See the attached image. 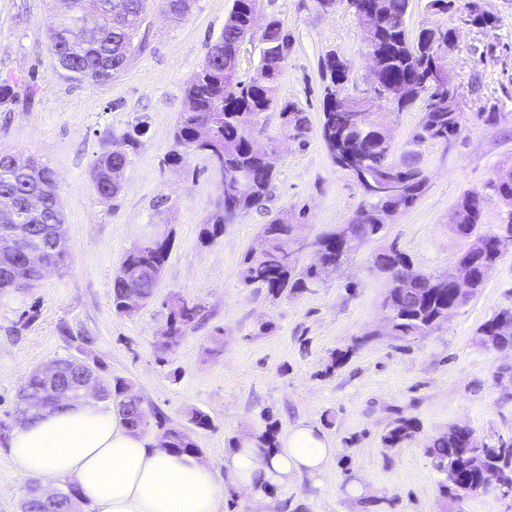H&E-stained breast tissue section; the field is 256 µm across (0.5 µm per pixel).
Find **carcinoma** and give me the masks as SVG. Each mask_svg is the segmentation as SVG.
<instances>
[{"label": "carcinoma", "instance_id": "carcinoma-1", "mask_svg": "<svg viewBox=\"0 0 512 512\" xmlns=\"http://www.w3.org/2000/svg\"><path fill=\"white\" fill-rule=\"evenodd\" d=\"M72 14L53 18L50 30L51 47L63 76L71 81L92 80L105 82L119 73L127 64L133 39L140 25L147 0H70ZM406 0H389L388 10L380 25L379 42L374 52L379 56L381 72L385 79L394 82L415 83L427 93L428 98L445 97L447 91L431 86L433 69L439 60L438 50L448 43V30L433 33L427 29L420 32L414 42L406 38L401 23ZM99 14L105 22L74 31V24L81 16ZM249 19L246 12L238 10L230 14L224 23L223 41L211 45L204 63L191 76L185 89V108L180 113L174 129V149L169 161L178 164L183 154L194 153L208 156L218 153L224 159V208H215L204 229L208 240L216 237L227 223L225 209L230 208L239 216L265 199L274 180L272 170L264 156L254 152L250 145L251 131L259 124L262 113L276 108L286 116L284 131L298 138L306 130L308 118L290 102L278 97V81L285 60L281 47L288 43V35L275 22L261 36L266 50L262 54L261 66L265 80L261 84L243 81L229 67L231 48L247 31ZM321 79L324 82L323 108L320 120V135L331 141L356 144L362 149L361 171L369 180L384 177L390 148L372 130L365 131L349 126L335 112L336 68L329 60L321 63ZM463 113L447 109H433L423 113L415 132L414 142L427 140L446 141L457 136L462 127ZM146 133V124L138 122L127 133L123 141L103 152L95 161L92 180L100 195L116 194L122 171L127 164V149L140 144L139 137ZM21 160L11 154H0V196L12 200V213L4 214L0 223V238L23 233L41 244H47L59 222L56 205L58 195L54 172L37 163L25 165L21 172ZM395 174L404 182L403 193L398 197L379 195L363 200L360 210L366 215L362 224H347L346 237L339 243L332 241L331 233L321 236V266L312 265L301 270L296 268V255L283 248L289 234L302 230L303 225L290 222L288 214H278L261 227L264 246L259 252L246 255L241 271L247 284H257L273 296L287 288L303 290L334 276L348 260L367 242L375 239L392 215L410 208L423 194L426 178L411 157L395 167ZM485 205H474L470 195L460 197L455 206L453 230L461 235L468 231L496 235L502 231L512 235V210L507 211L503 223L486 228L482 224ZM171 239L164 234L156 239L142 240L124 256L120 272L112 282V307L124 315H133L136 310L128 303L130 291L143 295L156 291L152 270L165 265ZM373 267L388 274V291L385 306L388 321L397 338L405 341L428 336L441 326V317L453 304L454 290L446 281L448 272L422 273L403 279L410 258L396 246L391 245L373 254ZM26 274L25 259L20 253H0V288ZM498 317L486 321L479 328L480 343L493 347L497 344L495 332ZM55 385L67 400L86 396L80 387V374L66 369ZM22 389L45 396V407L53 409L57 404L49 391L48 381L39 371H33ZM134 393L132 382L115 378L107 382L103 391L93 399L106 401L119 409L126 425L134 432L145 434L151 426L159 430L158 437L164 440L165 451L174 454L200 455L192 435L182 427L168 426L158 420L151 423L149 415L140 403L125 402L126 395ZM413 426L402 421L392 428L384 441L394 445L410 436ZM276 422L267 424L265 430L248 435L259 448L276 447ZM469 434L451 425L448 432L430 440L425 447L426 455L441 476L442 496L457 495L456 488L448 483L453 473L456 480L467 484L474 491L481 490L483 472L470 468L458 454ZM475 448H484V467L501 469V480L505 490L512 489V471L503 461V453L494 450L496 444L475 438ZM70 493L54 501L41 499L36 488H29L21 502V512H73L81 501L79 488L67 484Z\"/></svg>", "mask_w": 512, "mask_h": 512}]
</instances>
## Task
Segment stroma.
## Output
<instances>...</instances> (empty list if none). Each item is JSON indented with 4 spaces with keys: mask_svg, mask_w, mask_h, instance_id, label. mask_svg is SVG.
Listing matches in <instances>:
<instances>
[{
    "mask_svg": "<svg viewBox=\"0 0 512 512\" xmlns=\"http://www.w3.org/2000/svg\"><path fill=\"white\" fill-rule=\"evenodd\" d=\"M479 3L489 24L466 22L462 9L430 11L427 0L410 4V37L430 26L456 31L448 68L466 119L456 137L421 144L413 141L420 107L389 120V160L397 165L416 154L427 179L423 194L335 277L275 297L240 276L245 256L260 246L262 224L286 212L313 238L347 223L363 200L319 133V64L327 52L346 62L349 95L368 87L363 31L347 0L328 9L317 0H262L264 15L279 19L291 39L278 95L305 112L308 129L292 139L278 111L263 114L256 139L275 149L271 194L209 243L202 233L222 180L202 155L176 165L167 156L185 83L221 35L232 0H192L180 19L164 0H150L127 65L106 83L61 77L49 25L63 0H0V80L13 81L17 95L0 106V153L53 170L67 252L66 267L34 287L0 291V434L15 426L17 395L34 369L78 357L100 363L105 377L131 380L149 416L183 425L188 409L207 415L208 427L193 437L228 488L222 512H512V497L492 489L443 498L424 451L454 424L512 441V349L478 341L484 322L512 309V254L439 331L411 342L392 336L383 308L387 279L372 264L374 252L393 244L414 270L452 268L466 246L450 226L464 193L485 195V224L504 217L490 183L512 162V0ZM480 112L496 113V124L477 120ZM141 120L147 131L128 153L120 192L100 198L95 160ZM156 225L171 237L156 300L117 315L112 282L120 261ZM173 294L200 305L202 320L167 349L161 302ZM338 353L344 359L336 364ZM270 418L280 436L297 423L314 424L336 455L322 481L297 477L261 505L230 488L224 456ZM404 419L414 433L387 446L384 436ZM32 482L0 447V512H20Z\"/></svg>",
    "mask_w": 512,
    "mask_h": 512,
    "instance_id": "stroma-1",
    "label": "stroma"
}]
</instances>
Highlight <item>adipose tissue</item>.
Returning a JSON list of instances; mask_svg holds the SVG:
<instances>
[{
	"mask_svg": "<svg viewBox=\"0 0 512 512\" xmlns=\"http://www.w3.org/2000/svg\"><path fill=\"white\" fill-rule=\"evenodd\" d=\"M4 444L27 475L72 478L93 512H222L225 489L199 458L151 446L118 410L91 398L16 425ZM334 453L318 429L301 423L277 448L242 443L224 468L234 487L261 501L294 477L323 476Z\"/></svg>",
	"mask_w": 512,
	"mask_h": 512,
	"instance_id": "1",
	"label": "adipose tissue"
}]
</instances>
